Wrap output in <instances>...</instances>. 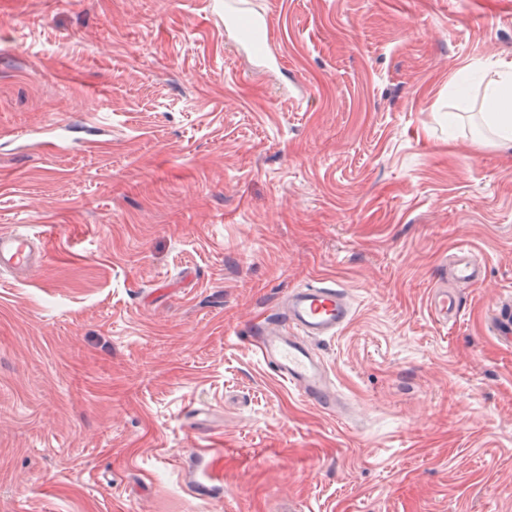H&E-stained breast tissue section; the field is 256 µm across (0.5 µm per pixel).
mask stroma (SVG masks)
I'll list each match as a JSON object with an SVG mask.
<instances>
[{"label":"stroma","mask_w":512,"mask_h":512,"mask_svg":"<svg viewBox=\"0 0 512 512\" xmlns=\"http://www.w3.org/2000/svg\"><path fill=\"white\" fill-rule=\"evenodd\" d=\"M219 2L0 0V229H52L0 276V512H512V151L470 71L512 0H258L279 70ZM322 277L343 419L248 339ZM455 260L450 267L448 280L437 283L429 295V309L441 321L456 319L461 312V288H469L479 281L482 265L473 250L465 244L455 247ZM491 326L497 339L505 344L512 345V303L502 304L494 309L491 317Z\"/></svg>","instance_id":"1"}]
</instances>
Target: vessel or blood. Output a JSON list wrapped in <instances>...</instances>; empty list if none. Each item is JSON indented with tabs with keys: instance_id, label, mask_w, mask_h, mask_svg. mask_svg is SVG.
Segmentation results:
<instances>
[{
	"instance_id": "vessel-or-blood-1",
	"label": "vessel or blood",
	"mask_w": 512,
	"mask_h": 512,
	"mask_svg": "<svg viewBox=\"0 0 512 512\" xmlns=\"http://www.w3.org/2000/svg\"><path fill=\"white\" fill-rule=\"evenodd\" d=\"M224 28L257 59L280 66L269 49L272 29L268 13L252 0H225ZM45 253L30 231H0V275L22 280L44 260ZM482 265L472 249L457 245L450 279L430 291L429 309L441 321L459 317V294L478 281ZM346 288L322 278L317 285L289 289L276 307L258 314L251 325L250 342L276 375L307 402L327 413L340 410L329 373L313 348L314 340L336 336L353 318ZM491 326L497 339L512 345V303L495 308Z\"/></svg>"
}]
</instances>
